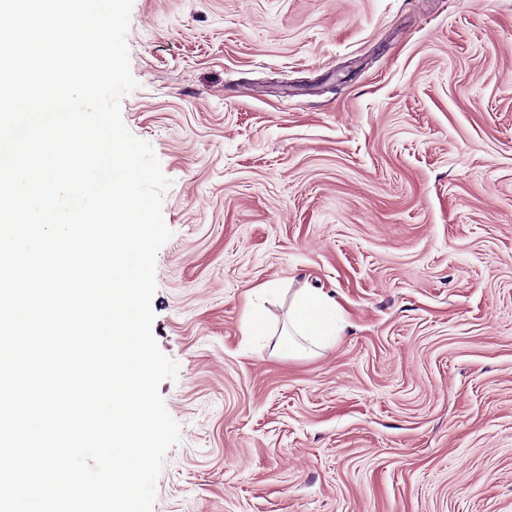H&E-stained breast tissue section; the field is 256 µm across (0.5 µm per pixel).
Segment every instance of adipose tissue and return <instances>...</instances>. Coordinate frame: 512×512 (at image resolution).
<instances>
[{"instance_id":"obj_1","label":"adipose tissue","mask_w":512,"mask_h":512,"mask_svg":"<svg viewBox=\"0 0 512 512\" xmlns=\"http://www.w3.org/2000/svg\"><path fill=\"white\" fill-rule=\"evenodd\" d=\"M292 332L278 343L288 355H308L335 342L340 333L336 324V307L320 289H299L292 302Z\"/></svg>"}]
</instances>
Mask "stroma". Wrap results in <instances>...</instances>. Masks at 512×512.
Segmentation results:
<instances>
[{"instance_id":"35a3bbf8","label":"stroma","mask_w":512,"mask_h":512,"mask_svg":"<svg viewBox=\"0 0 512 512\" xmlns=\"http://www.w3.org/2000/svg\"><path fill=\"white\" fill-rule=\"evenodd\" d=\"M127 45L171 181L152 512H512V0H133ZM306 284L343 329L288 359Z\"/></svg>"}]
</instances>
